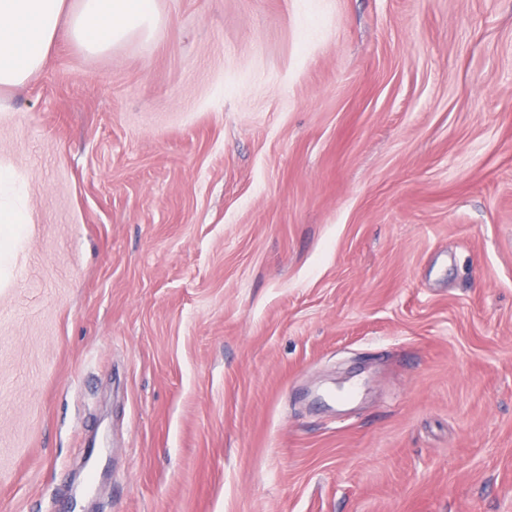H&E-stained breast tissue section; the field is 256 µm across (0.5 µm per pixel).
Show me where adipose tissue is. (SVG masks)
<instances>
[{
  "label": "adipose tissue",
  "instance_id": "adipose-tissue-1",
  "mask_svg": "<svg viewBox=\"0 0 512 512\" xmlns=\"http://www.w3.org/2000/svg\"><path fill=\"white\" fill-rule=\"evenodd\" d=\"M155 25V0H0V88L22 87L44 66L60 27L97 53Z\"/></svg>",
  "mask_w": 512,
  "mask_h": 512
}]
</instances>
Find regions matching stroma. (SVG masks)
I'll return each instance as SVG.
<instances>
[{
  "mask_svg": "<svg viewBox=\"0 0 512 512\" xmlns=\"http://www.w3.org/2000/svg\"><path fill=\"white\" fill-rule=\"evenodd\" d=\"M0 90V512H512V0H156ZM0 223H28V205L22 188L2 168L0 172Z\"/></svg>",
  "mask_w": 512,
  "mask_h": 512,
  "instance_id": "1",
  "label": "stroma"
}]
</instances>
